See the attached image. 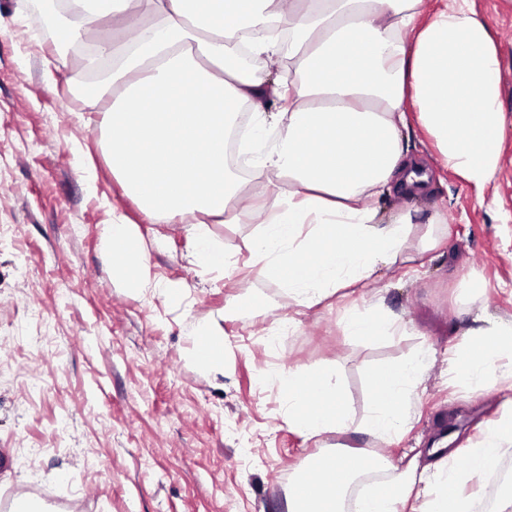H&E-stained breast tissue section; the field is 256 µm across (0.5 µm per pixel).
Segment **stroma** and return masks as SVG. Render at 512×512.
I'll use <instances>...</instances> for the list:
<instances>
[{
  "instance_id": "1",
  "label": "stroma",
  "mask_w": 512,
  "mask_h": 512,
  "mask_svg": "<svg viewBox=\"0 0 512 512\" xmlns=\"http://www.w3.org/2000/svg\"><path fill=\"white\" fill-rule=\"evenodd\" d=\"M502 60L512 120V5L474 0ZM104 60L51 41L28 0H0V512L28 501L41 512H287L288 488L309 459L368 448L403 465L428 448L477 443L503 411V393L448 379L474 314L512 319V123L494 182L477 190L440 169L411 127L412 156L430 191L387 198L386 213L440 212L419 225L406 262L378 265L364 288L306 309L260 276L248 244L260 218L213 224L223 268L204 266L193 217L148 223L110 169L103 114L81 94ZM142 238L151 287L112 275L113 213ZM441 246L415 262L420 236ZM479 279L480 291L466 289ZM262 299V308L238 306ZM395 316L393 332L348 335L344 317ZM202 334L224 341L204 361ZM424 368L408 396L409 423L389 440L363 432L373 375L405 362ZM339 385L345 432L289 428V369Z\"/></svg>"
}]
</instances>
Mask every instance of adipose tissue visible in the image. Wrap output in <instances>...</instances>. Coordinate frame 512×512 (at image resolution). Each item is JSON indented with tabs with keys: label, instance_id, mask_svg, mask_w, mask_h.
<instances>
[{
	"label": "adipose tissue",
	"instance_id": "adipose-tissue-1",
	"mask_svg": "<svg viewBox=\"0 0 512 512\" xmlns=\"http://www.w3.org/2000/svg\"><path fill=\"white\" fill-rule=\"evenodd\" d=\"M77 21L60 38L75 42L109 18L129 34L113 44L112 69L89 98L111 131L112 174L147 220L197 216L202 262L223 267L208 219L232 204L253 208L245 180L224 147L243 107H254L245 145L257 174L281 205L249 245L260 275L280 280L296 305L310 308L339 289L367 286L378 264L396 262L415 225L411 212L384 215L392 195L425 196L405 146L411 125L429 137L443 169L476 188L499 168L507 127L502 63L488 24L472 0H68ZM295 47L274 80L243 68L244 47L279 61V31ZM197 109H190V102ZM108 239L121 258L114 271L134 287L148 282L136 227L113 215ZM464 353L451 358L454 382L479 391L512 381V320L476 315ZM422 366L408 362L379 376L366 434L404 430L408 393ZM290 428L310 436L344 431L347 406L336 383L318 373H288ZM468 466L434 474L416 462L364 495L356 512H471L461 485L492 468L512 441V400ZM315 482L298 477L288 512H342L340 492L380 457L360 448L322 454Z\"/></svg>",
	"mask_w": 512,
	"mask_h": 512
}]
</instances>
